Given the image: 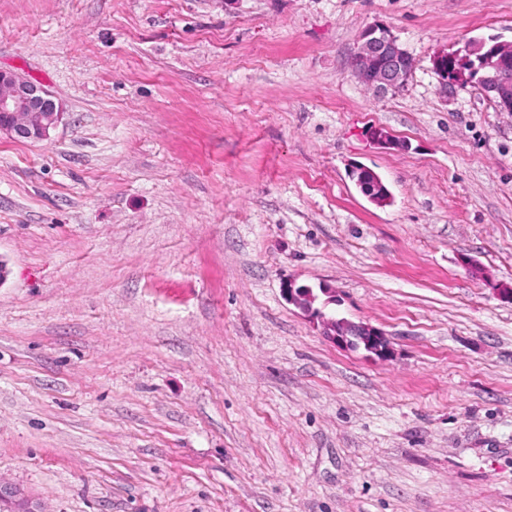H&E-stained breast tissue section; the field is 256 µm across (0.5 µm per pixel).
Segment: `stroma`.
Wrapping results in <instances>:
<instances>
[{
    "instance_id": "1",
    "label": "stroma",
    "mask_w": 512,
    "mask_h": 512,
    "mask_svg": "<svg viewBox=\"0 0 512 512\" xmlns=\"http://www.w3.org/2000/svg\"><path fill=\"white\" fill-rule=\"evenodd\" d=\"M471 39L512 0H0V69L63 106L0 136V476L47 512H512V114L433 69ZM359 41L351 67L361 84L387 93L407 81L413 65L411 56L388 26L370 25ZM351 175L353 179H355L360 192L369 201L381 206L391 202V192L376 172L360 165L353 167ZM359 176H361V178ZM364 179H367L369 182H366ZM319 289L329 298L320 307L316 306L318 295L308 285H297L296 282L289 280L283 284L281 291L288 303L302 309L320 322L325 335L333 343L347 349L363 348L381 359L391 356V348L383 331L368 324L336 318L325 310L327 303L336 302V299H333L336 296L332 295V288Z\"/></svg>"
}]
</instances>
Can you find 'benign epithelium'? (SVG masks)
<instances>
[{
  "label": "benign epithelium",
  "instance_id": "obj_1",
  "mask_svg": "<svg viewBox=\"0 0 512 512\" xmlns=\"http://www.w3.org/2000/svg\"><path fill=\"white\" fill-rule=\"evenodd\" d=\"M479 54L483 55L484 74L478 85L499 111L512 112V41H495L486 50L484 43L468 40L451 54H437L433 66L443 85L465 87L474 77L464 63ZM351 67L361 84L387 93L407 81L412 59L388 26L374 23L362 32ZM61 116V106L48 90L15 72L0 69V133L17 140L42 141L48 138ZM351 175L369 201L381 206L391 202V192L376 172L360 165L352 169ZM282 294L288 303L320 322L333 343L347 349L362 348L381 359L391 356L383 331L336 318L325 306H317L318 294L310 286L289 280L283 284ZM0 512L45 510L23 488L0 477Z\"/></svg>",
  "mask_w": 512,
  "mask_h": 512
}]
</instances>
